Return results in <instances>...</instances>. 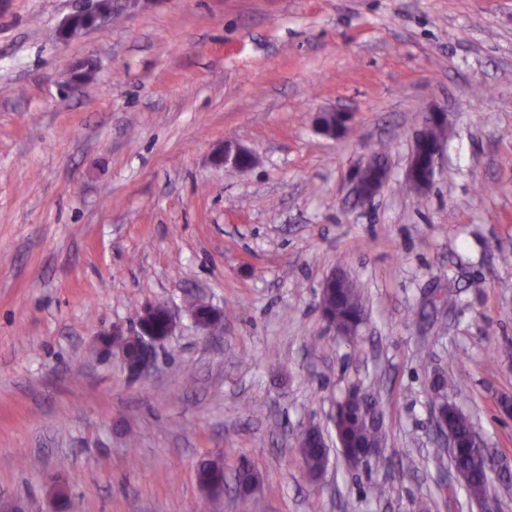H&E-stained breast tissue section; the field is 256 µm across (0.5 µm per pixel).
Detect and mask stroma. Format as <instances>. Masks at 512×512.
Returning a JSON list of instances; mask_svg holds the SVG:
<instances>
[{
  "label": "stroma",
  "mask_w": 512,
  "mask_h": 512,
  "mask_svg": "<svg viewBox=\"0 0 512 512\" xmlns=\"http://www.w3.org/2000/svg\"><path fill=\"white\" fill-rule=\"evenodd\" d=\"M77 7L0 0V498L240 512L197 482L220 457L256 471L253 512H483L435 452L431 383L446 370L512 470V0H141L60 42ZM433 110L448 137L416 194ZM324 111L346 134L315 131ZM228 143L255 164H215ZM377 153L389 180L356 201ZM338 270L366 302L351 345L321 309ZM154 303L174 334L134 381L103 336ZM354 385L382 401L389 464L333 447L309 481L297 439L333 435ZM348 121L346 114L341 112H318L314 117V127L321 135L336 138L340 136ZM445 122L444 112H429L422 129L416 135L406 178L420 192L430 188L435 180L437 157L444 143L442 140L432 138L431 130L442 126Z\"/></svg>",
  "instance_id": "1"
}]
</instances>
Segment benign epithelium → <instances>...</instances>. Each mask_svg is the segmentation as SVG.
I'll list each match as a JSON object with an SVG mask.
<instances>
[{
  "label": "benign epithelium",
  "mask_w": 512,
  "mask_h": 512,
  "mask_svg": "<svg viewBox=\"0 0 512 512\" xmlns=\"http://www.w3.org/2000/svg\"><path fill=\"white\" fill-rule=\"evenodd\" d=\"M140 0H117L110 4L106 0H82V5L66 17L58 29V38L66 41L70 31L83 18H91L93 27L102 28L112 20V14L118 10L125 12L136 6ZM348 117L341 112H318L314 117V127L318 133L335 138L346 127ZM446 122L443 112H430L426 116L422 129L416 135L413 152L406 171L407 181L418 191L431 187L435 180L437 157L443 142L431 137V130ZM221 165L230 164L239 169H247L253 164L252 154L242 148L224 147L216 156ZM389 179V170L381 162L371 161L360 167L353 178V194L357 201L374 198ZM196 325L209 330L217 321L216 312L207 305H198L192 309ZM175 322L168 308L163 304H154L145 308L139 319V331L125 336L119 330H112L111 336L119 341L121 358L129 374L134 378L145 375L154 358L156 346L173 334Z\"/></svg>",
  "instance_id": "obj_1"
}]
</instances>
